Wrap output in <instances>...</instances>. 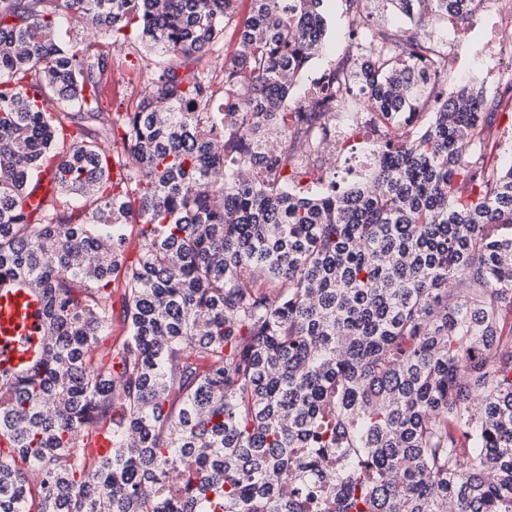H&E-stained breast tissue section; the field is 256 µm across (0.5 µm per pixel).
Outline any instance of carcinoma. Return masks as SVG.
Instances as JSON below:
<instances>
[{
	"label": "carcinoma",
	"mask_w": 512,
	"mask_h": 512,
	"mask_svg": "<svg viewBox=\"0 0 512 512\" xmlns=\"http://www.w3.org/2000/svg\"><path fill=\"white\" fill-rule=\"evenodd\" d=\"M343 2L360 42L302 112L324 0H0V294L44 324L0 369V512H512V73L431 36L482 0ZM113 49L149 71L123 112ZM366 109L370 175L293 188Z\"/></svg>",
	"instance_id": "cac0c4a2"
}]
</instances>
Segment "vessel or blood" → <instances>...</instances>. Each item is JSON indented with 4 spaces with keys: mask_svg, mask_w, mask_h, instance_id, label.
I'll list each match as a JSON object with an SVG mask.
<instances>
[{
    "mask_svg": "<svg viewBox=\"0 0 512 512\" xmlns=\"http://www.w3.org/2000/svg\"><path fill=\"white\" fill-rule=\"evenodd\" d=\"M40 321L35 308L21 301L0 300V361L19 363L33 356L32 339L37 338Z\"/></svg>",
    "mask_w": 512,
    "mask_h": 512,
    "instance_id": "b4317fda",
    "label": "vessel or blood"
}]
</instances>
